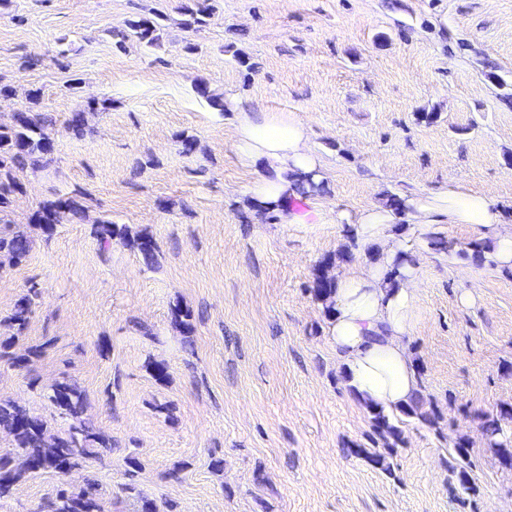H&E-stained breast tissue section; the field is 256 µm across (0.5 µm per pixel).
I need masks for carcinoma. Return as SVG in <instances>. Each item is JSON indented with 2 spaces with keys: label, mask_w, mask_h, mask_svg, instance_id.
<instances>
[{
  "label": "carcinoma",
  "mask_w": 512,
  "mask_h": 512,
  "mask_svg": "<svg viewBox=\"0 0 512 512\" xmlns=\"http://www.w3.org/2000/svg\"><path fill=\"white\" fill-rule=\"evenodd\" d=\"M212 6L209 0H186L180 7L184 16L182 25L186 28H199L206 24L210 17ZM160 16L138 15L127 21L123 41L133 39L139 43L153 47L160 39ZM17 127L10 131L0 130V213L6 211L10 204L11 195L19 189L16 172L27 165H35L41 159L53 153L52 138L46 133L47 121L41 113L20 112L17 114ZM83 212V206L73 196H59L43 202L35 213L34 222L43 232L52 234L56 224L61 222L63 215L73 216ZM95 234L102 249L112 246V241L120 240L123 244L137 250L146 264L155 263L157 244L152 236L139 234L130 236L128 230L110 222L96 225ZM31 248L30 239L19 233L10 236L0 234V255L10 261H23ZM329 263L322 264L316 273L311 291L314 297L326 302L332 293L334 278L325 272ZM36 290L31 288L21 296L11 314L9 324L20 333L26 328L32 312L33 296ZM171 318L174 325L186 331H191V311L175 304L171 308ZM12 344L0 346V358L9 361L19 368L28 367L33 359L43 353L44 346L31 347L24 354L11 351ZM50 396L52 403L69 416L72 423L65 432H52L47 422L35 417L29 411L10 400H0V427L6 428L13 436L14 454L0 456V498L8 497L24 475L41 471H53L65 474L80 465L86 457L95 456L101 451L112 448V437L87 424L83 418L85 396L83 391L71 381L65 379L52 387ZM512 419V409L503 410L498 417H488L484 420L482 430L484 436L494 438L503 434L501 421ZM373 428L383 439H392L387 447L394 448L403 442L402 432L390 421L389 416L376 412L372 416ZM454 464L461 484L468 482L467 467L468 441L461 440L455 446ZM45 512H105L98 486L95 481L86 480L85 486L77 492L66 489L57 491L56 495L47 501Z\"/></svg>",
  "instance_id": "cac0c4a2"
}]
</instances>
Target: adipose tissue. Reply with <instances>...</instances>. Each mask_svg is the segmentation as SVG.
Segmentation results:
<instances>
[{"instance_id":"adipose-tissue-1","label":"adipose tissue","mask_w":512,"mask_h":512,"mask_svg":"<svg viewBox=\"0 0 512 512\" xmlns=\"http://www.w3.org/2000/svg\"><path fill=\"white\" fill-rule=\"evenodd\" d=\"M236 154L242 164L262 171L251 191L257 213L285 212L298 176L322 180L308 129L291 117L240 113ZM412 206L422 224L440 214L450 224L482 226L492 242L487 260L512 268V229L500 224L492 199L451 189L439 198L415 199ZM393 219L391 210L376 206L354 226L357 242L374 247L376 258L336 275L326 314L327 339L340 358L344 385L355 404L370 412H400L421 390L406 343L416 306V268L406 258L404 238L388 232Z\"/></svg>"}]
</instances>
